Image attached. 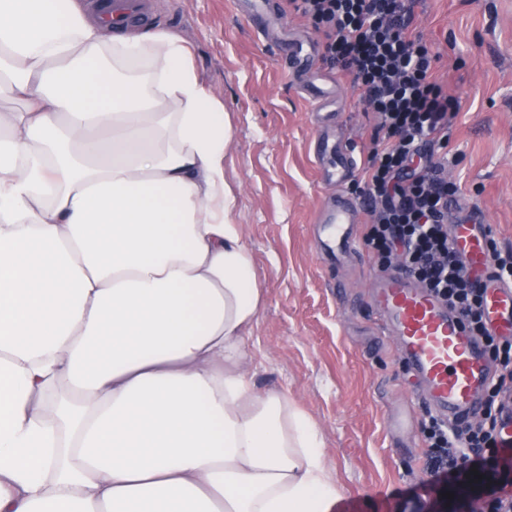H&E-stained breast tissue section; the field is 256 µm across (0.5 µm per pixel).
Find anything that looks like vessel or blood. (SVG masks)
<instances>
[{
  "instance_id": "vessel-or-blood-1",
  "label": "vessel or blood",
  "mask_w": 512,
  "mask_h": 512,
  "mask_svg": "<svg viewBox=\"0 0 512 512\" xmlns=\"http://www.w3.org/2000/svg\"><path fill=\"white\" fill-rule=\"evenodd\" d=\"M259 32L271 34L275 17L268 0H237ZM94 9H111L129 25L148 17L145 0H94ZM289 67L315 73L313 48L295 37L280 38ZM323 181L337 188L336 202L319 211V238L332 266L338 267L357 248L354 226L360 208L345 197L342 187L356 168L353 154L338 131L326 132L315 155ZM486 227L479 221L457 224L453 239L466 266L484 288L485 308L492 327L512 336V283L487 274ZM370 301L386 331L393 336L415 379L414 394L447 423L471 420L480 412L484 391L492 378L480 343L469 336L458 316L400 271L374 277Z\"/></svg>"
}]
</instances>
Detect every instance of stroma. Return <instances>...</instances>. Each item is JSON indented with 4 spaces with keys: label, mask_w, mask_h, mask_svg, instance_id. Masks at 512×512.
Listing matches in <instances>:
<instances>
[{
    "label": "stroma",
    "mask_w": 512,
    "mask_h": 512,
    "mask_svg": "<svg viewBox=\"0 0 512 512\" xmlns=\"http://www.w3.org/2000/svg\"><path fill=\"white\" fill-rule=\"evenodd\" d=\"M149 20L192 46L230 116L224 179L263 296L249 340L257 390L288 395L317 425L340 491L333 512H401L397 494L412 486L439 512L422 433L431 411L409 402L408 369L369 304L371 257L361 246L329 269L314 234L337 192L315 163L302 78L233 0H154ZM414 25L460 101L446 148L444 174L459 188L448 217L479 212L497 245L512 247V0H420ZM318 68L336 85L337 128L365 161L375 120L361 89L326 60Z\"/></svg>",
    "instance_id": "obj_1"
}]
</instances>
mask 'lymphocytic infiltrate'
I'll return each mask as SVG.
<instances>
[{"label":"lymphocytic infiltrate","mask_w":512,"mask_h":512,"mask_svg":"<svg viewBox=\"0 0 512 512\" xmlns=\"http://www.w3.org/2000/svg\"><path fill=\"white\" fill-rule=\"evenodd\" d=\"M417 0H288L312 21L326 56L362 88L377 119L363 167L369 228L364 244L444 301L483 344L494 369L481 418L450 425L431 418L425 431L428 469L452 498L448 512H512V440L498 426L512 410V340L493 334L448 232L457 190L444 175L448 131L459 101L435 74L436 57L414 31Z\"/></svg>","instance_id":"1"}]
</instances>
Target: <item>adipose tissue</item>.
I'll list each match as a JSON object with an SVG mask.
<instances>
[{
    "label": "adipose tissue",
    "instance_id": "adipose-tissue-1",
    "mask_svg": "<svg viewBox=\"0 0 512 512\" xmlns=\"http://www.w3.org/2000/svg\"><path fill=\"white\" fill-rule=\"evenodd\" d=\"M229 139L178 35L0 0V512H331L246 367Z\"/></svg>",
    "mask_w": 512,
    "mask_h": 512
}]
</instances>
